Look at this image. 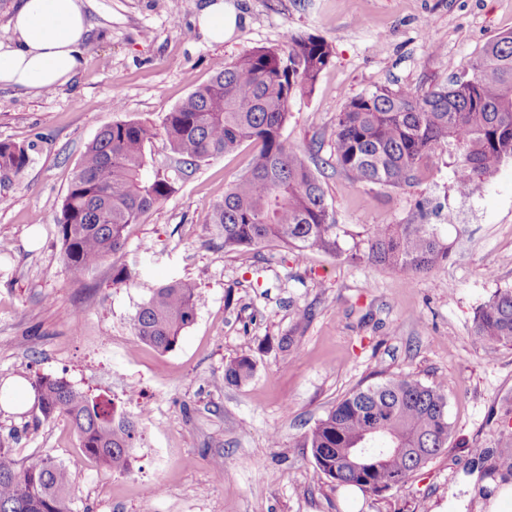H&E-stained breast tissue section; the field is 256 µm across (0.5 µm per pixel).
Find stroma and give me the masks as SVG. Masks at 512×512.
<instances>
[{
	"instance_id": "stroma-1",
	"label": "stroma",
	"mask_w": 512,
	"mask_h": 512,
	"mask_svg": "<svg viewBox=\"0 0 512 512\" xmlns=\"http://www.w3.org/2000/svg\"><path fill=\"white\" fill-rule=\"evenodd\" d=\"M233 35L209 41L205 0H94L83 65L49 92L0 86V142L32 145L27 169L0 195V383L66 378L140 415L142 439L124 471L85 462L73 512H512V345L473 337L479 306L512 288V160L471 193L454 187V159L432 154L410 188L357 185L336 167L332 131L353 96L388 85L417 92L471 72L483 46L512 31V0H232ZM315 36L333 50L314 89L296 95L287 142L317 147L343 255L279 243L240 252L213 244L210 206L253 153L198 163L174 193L132 225L125 246L85 279L64 266L57 220L86 146L122 120L160 126L193 87L256 47ZM424 201L448 261L413 276L352 262L376 224H405ZM135 273L116 287L112 271ZM181 280L200 294L177 347L138 342L133 318L152 288ZM83 315L72 327L70 311ZM250 355L238 386L224 365ZM437 384L448 400V446L400 487L337 485L295 447L358 387L393 376ZM0 446L19 461L80 452L63 419L34 423L0 405ZM492 449L485 463L471 451Z\"/></svg>"
}]
</instances>
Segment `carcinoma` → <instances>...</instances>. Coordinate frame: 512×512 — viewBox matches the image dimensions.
Here are the masks:
<instances>
[{"instance_id":"1","label":"carcinoma","mask_w":512,"mask_h":512,"mask_svg":"<svg viewBox=\"0 0 512 512\" xmlns=\"http://www.w3.org/2000/svg\"><path fill=\"white\" fill-rule=\"evenodd\" d=\"M332 57V46L313 37L294 39L285 51L253 48L194 87L161 129L137 120L103 126L84 151L57 224L69 275L81 280L105 264L124 247L128 227L172 194L176 179L244 143L255 147L249 168L206 219L224 251L277 242L299 252L341 254L322 183L282 134L290 100L312 90ZM158 134L172 153L171 176L148 174L145 146ZM332 136L336 165L355 184L410 187L428 157L447 151L455 157V190L469 194L512 159V32L487 42L465 78L422 94L382 86L350 98ZM30 161L29 147L0 142L1 175H18ZM351 258L428 274L447 263L448 244L435 224H376L365 250ZM198 303L196 289L182 281L153 289L136 312L134 336L161 352L174 349L195 322ZM474 336L512 345L511 288L497 290L480 307ZM254 371L250 356H237L225 364L224 382L240 385ZM29 386L35 421L67 419L82 448L79 461L126 468L139 437L135 417L62 377H38ZM451 432L440 386L400 376L344 397L295 447L310 449L316 468L337 484L379 493L404 484L440 454ZM372 437L406 452H373L351 462V448ZM74 498L70 464L49 456L21 463L11 449L0 448V512H72Z\"/></svg>"}]
</instances>
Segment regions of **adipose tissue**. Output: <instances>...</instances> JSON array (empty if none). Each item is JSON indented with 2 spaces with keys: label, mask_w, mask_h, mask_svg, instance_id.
<instances>
[{
  "label": "adipose tissue",
  "mask_w": 512,
  "mask_h": 512,
  "mask_svg": "<svg viewBox=\"0 0 512 512\" xmlns=\"http://www.w3.org/2000/svg\"><path fill=\"white\" fill-rule=\"evenodd\" d=\"M10 24L14 42L0 45V85L48 91L78 72L88 32L82 0H21ZM236 24L235 9L225 0H210L198 17L200 30L217 42L231 36Z\"/></svg>",
  "instance_id": "obj_1"
}]
</instances>
